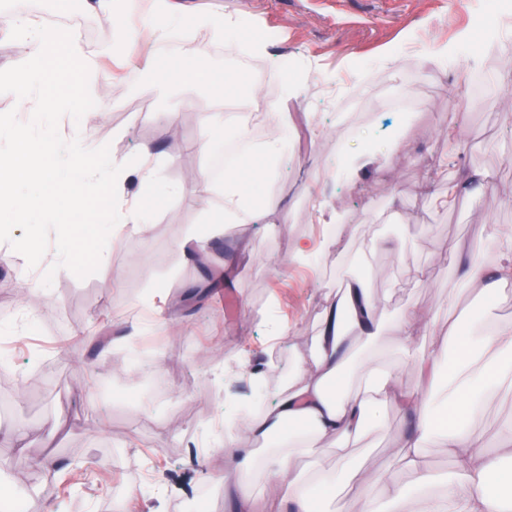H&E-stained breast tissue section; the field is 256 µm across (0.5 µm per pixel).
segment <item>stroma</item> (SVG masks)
Instances as JSON below:
<instances>
[{"label": "stroma", "instance_id": "obj_1", "mask_svg": "<svg viewBox=\"0 0 512 512\" xmlns=\"http://www.w3.org/2000/svg\"><path fill=\"white\" fill-rule=\"evenodd\" d=\"M484 2L176 0L243 24L222 42L193 30L214 63L210 84L173 86L162 76L144 93L141 60L166 63L173 37L145 32L140 61L123 63L106 44L108 17L86 0H0V12L20 3L44 22L70 27L84 52L99 55L114 75L91 82L95 108L78 123L63 117L61 135H85L88 145H105L126 163L153 145L170 185L208 170L210 154L197 147L201 113L228 105L250 112L256 102L245 90L254 68H268L270 58L308 76L371 82L367 98L339 113L311 86L287 98L281 75L261 87L283 106L266 137L285 141L288 160L245 189L257 200L275 195L282 220L224 224L207 241L208 265L178 249L202 227V206L191 193L154 204L149 234L114 238L63 233L61 224L77 219L70 211L39 224L0 207V503L18 489L52 512H191L203 494L207 512H226L219 484L224 412L245 401L235 430L248 439L245 418L299 377L293 342L317 335L324 300L344 273L363 275L374 289L385 327L416 303L426 348L452 332L471 335L481 321L512 326V303L487 309L448 252L452 243L477 244L484 224L512 233V80L502 77L512 71V21L484 32ZM257 32L266 56L231 73L217 66V59L244 54ZM442 44L454 48L447 63L418 69V57ZM390 53L402 57L399 67L385 63ZM472 71L485 72L495 90L467 109L450 90ZM406 81L418 107L388 111L387 98ZM172 111L178 118L171 124ZM341 120L360 124L361 136L340 150ZM475 171L488 175L479 199L462 191L441 210L422 191L430 184L447 192ZM300 239L311 243L312 255L295 264L289 255ZM96 250L107 255L106 269L91 265ZM32 254L57 258L49 279L40 280ZM36 283L46 297L33 309L25 291ZM275 326L283 331L277 339ZM125 352L144 355L145 372L124 366L118 356ZM367 355L378 371L417 387L415 364L387 330ZM380 413L381 422L346 449L366 479L398 458L399 437L413 424L391 405ZM509 418L512 387L504 383L473 424L491 439ZM13 426L24 431L23 443L7 435ZM45 455L55 459L52 470L29 467Z\"/></svg>", "mask_w": 512, "mask_h": 512}]
</instances>
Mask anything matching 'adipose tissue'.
Wrapping results in <instances>:
<instances>
[{"instance_id":"adipose-tissue-1","label":"adipose tissue","mask_w":512,"mask_h":512,"mask_svg":"<svg viewBox=\"0 0 512 512\" xmlns=\"http://www.w3.org/2000/svg\"><path fill=\"white\" fill-rule=\"evenodd\" d=\"M205 48L186 45L179 57L169 60L172 81L191 79L206 83L210 76ZM57 192L51 196L30 195L26 186L43 182L48 170L43 165L19 169L13 151L0 149V197L8 198L17 212H38L55 216L59 202L71 209H86L91 224H106L110 233L126 230L146 232L150 212L139 199L126 195V182L137 175L148 188H163L165 194L184 191L198 193L207 223L235 220L260 224L275 218L279 210L276 198L268 196L260 207L246 205L235 174H226L222 204L213 207V185L203 172L189 174L183 182L162 186L151 146H143L139 162L133 166L116 165L108 160L105 147L88 153L83 141L70 139L56 150ZM80 177L72 181L70 170ZM112 202L110 215L100 214L90 204L97 196ZM488 237L498 248L493 270L470 263L466 279L478 285L480 295L492 305L512 301V235H503L489 225ZM378 301L371 288L357 276L344 278L335 297L327 298L319 332L312 340L308 356L303 357L300 379L288 385L274 404L248 425L251 438L243 442L233 438V415L224 418L229 436L224 442V498L228 512H254L253 480L259 471L277 475L274 512H320L321 501L300 486V467L325 439L343 445L358 436L370 419L376 418V406L384 401L412 414L417 424L400 441L397 464H386L374 481L372 490L355 501H341L338 512H512V475L505 474L501 463L512 459V421L504 422L494 443H487L472 424L482 403V391L490 384L512 376V330L492 329L481 343L463 336L454 337L457 360L455 372L441 379L439 366L446 348L417 352L425 331L415 306L406 307L392 325L404 351L417 352L415 361L420 382L415 390L385 375L370 378L372 396L361 397L343 389L346 373L358 370L353 343L377 337ZM447 448L456 476L438 484L429 468L427 448L434 444ZM406 470L415 477V488L401 484L398 472Z\"/></svg>"}]
</instances>
